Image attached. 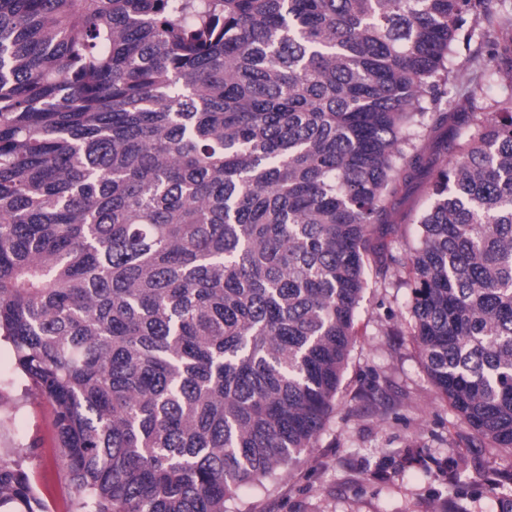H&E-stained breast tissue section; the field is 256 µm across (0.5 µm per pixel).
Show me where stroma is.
Listing matches in <instances>:
<instances>
[{"label":"stroma","mask_w":512,"mask_h":512,"mask_svg":"<svg viewBox=\"0 0 512 512\" xmlns=\"http://www.w3.org/2000/svg\"><path fill=\"white\" fill-rule=\"evenodd\" d=\"M433 174L404 185L385 243L416 245ZM356 314L358 334L313 448L264 486L241 487L230 512H512L489 480L507 469L502 449L474 437L429 380L408 324L407 268L380 272ZM0 457L20 460L50 512H71L75 490L57 446L51 404L22 379L0 387Z\"/></svg>","instance_id":"stroma-1"}]
</instances>
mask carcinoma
Returning a JSON list of instances; mask_svg holds the SVG:
<instances>
[{
  "instance_id": "cac0c4a2",
  "label": "carcinoma",
  "mask_w": 512,
  "mask_h": 512,
  "mask_svg": "<svg viewBox=\"0 0 512 512\" xmlns=\"http://www.w3.org/2000/svg\"><path fill=\"white\" fill-rule=\"evenodd\" d=\"M463 51L506 92L443 108ZM438 125L412 336L512 451L508 0H0V342L74 512H227L313 447ZM0 512H47L2 458Z\"/></svg>"
}]
</instances>
